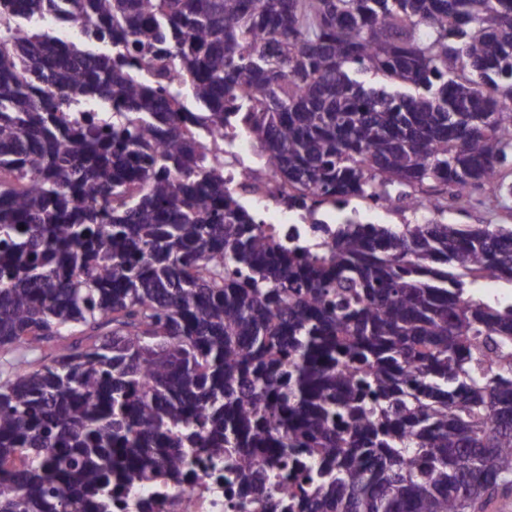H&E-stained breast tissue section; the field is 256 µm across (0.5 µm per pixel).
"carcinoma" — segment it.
I'll return each instance as SVG.
<instances>
[{
    "mask_svg": "<svg viewBox=\"0 0 512 512\" xmlns=\"http://www.w3.org/2000/svg\"><path fill=\"white\" fill-rule=\"evenodd\" d=\"M45 15L91 48L17 38ZM239 112L290 205L512 193V0H0V346L98 335L0 383V512H114L204 456L265 512L511 491L512 303L466 278L512 283V225L349 219L287 247L189 132Z\"/></svg>",
    "mask_w": 512,
    "mask_h": 512,
    "instance_id": "cac0c4a2",
    "label": "carcinoma"
}]
</instances>
